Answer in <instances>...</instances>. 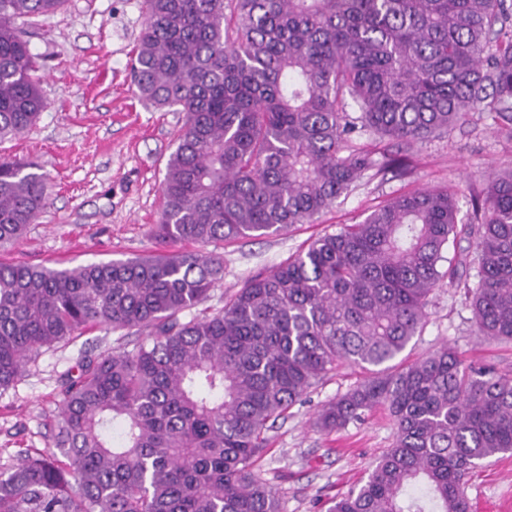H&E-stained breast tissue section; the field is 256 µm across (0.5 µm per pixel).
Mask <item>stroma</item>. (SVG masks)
Wrapping results in <instances>:
<instances>
[{
	"mask_svg": "<svg viewBox=\"0 0 512 512\" xmlns=\"http://www.w3.org/2000/svg\"><path fill=\"white\" fill-rule=\"evenodd\" d=\"M143 22V0H66L57 12L21 23L48 106L23 135L0 142V160L34 163L50 184L45 209L18 243L0 248V260L61 268L157 251L161 182L185 115L146 107L133 92L129 64ZM407 164L404 176L364 178L314 223L210 244L224 258V277L198 312L220 310L251 276L272 270L324 233L358 223L393 197L446 188L456 196L460 218H468L472 191L494 171L512 168V123L485 110L471 112L448 132L417 142ZM135 342L94 329L32 356L22 376L0 388V471L19 453H53L61 379L84 352L130 350ZM444 344L465 360L512 371V343L480 336L463 286L445 279L431 292L428 322L404 356L413 361ZM360 377L358 369L337 368L268 431L269 450L259 467L283 512H328L333 498L345 495L391 448L395 430L381 409L336 432L313 425L317 410ZM467 496L495 507L512 503V456L473 470Z\"/></svg>",
	"mask_w": 512,
	"mask_h": 512,
	"instance_id": "35a3bbf8",
	"label": "stroma"
}]
</instances>
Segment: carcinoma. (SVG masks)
I'll use <instances>...</instances> for the list:
<instances>
[{
	"instance_id": "carcinoma-1",
	"label": "carcinoma",
	"mask_w": 512,
	"mask_h": 512,
	"mask_svg": "<svg viewBox=\"0 0 512 512\" xmlns=\"http://www.w3.org/2000/svg\"><path fill=\"white\" fill-rule=\"evenodd\" d=\"M65 0H0V140L46 103L16 20ZM138 98L185 114L161 185L159 245L194 250L48 268L0 263V388L41 349L85 331H148L67 373L52 440L0 473V512H282L255 468L269 424L342 365L364 378L317 411L341 430L388 411L392 448L329 512H469L473 469L512 452V376L442 346L400 359L436 284L474 242L467 289L484 336L512 341V170L475 221L453 192L387 201L250 277L212 315L224 260L204 246L310 224L386 172L364 132L409 149L486 109L512 122V0H145ZM359 112L350 116L348 109ZM47 178L0 161V245L23 237Z\"/></svg>"
}]
</instances>
